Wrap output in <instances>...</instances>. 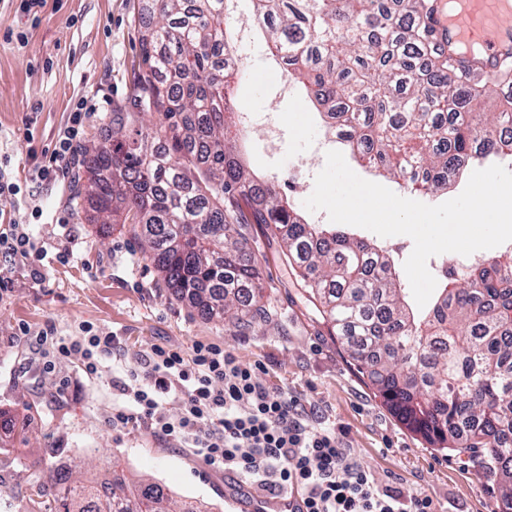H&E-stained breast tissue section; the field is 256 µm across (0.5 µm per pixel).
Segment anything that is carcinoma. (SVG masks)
Masks as SVG:
<instances>
[{
  "instance_id": "cac0c4a2",
  "label": "carcinoma",
  "mask_w": 512,
  "mask_h": 512,
  "mask_svg": "<svg viewBox=\"0 0 512 512\" xmlns=\"http://www.w3.org/2000/svg\"><path fill=\"white\" fill-rule=\"evenodd\" d=\"M248 21L269 54L324 109L353 155L415 191L436 192L469 165L512 157V103L480 112L499 72L436 55L432 0H251ZM237 3L148 0L127 101L112 111L111 143L93 155L78 194L103 225H131L167 287L209 321L249 329L263 311V273L248 247L259 228L361 372L394 411L440 450L480 448L512 512V260L467 265L429 308L412 310L390 254L347 228L304 220L272 181L239 159L245 109L226 94L240 71ZM158 115L143 129L140 119ZM55 512H211L119 464L96 480L51 469L33 482Z\"/></svg>"
}]
</instances>
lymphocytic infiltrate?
Here are the masks:
<instances>
[{
    "instance_id": "1",
    "label": "lymphocytic infiltrate",
    "mask_w": 512,
    "mask_h": 512,
    "mask_svg": "<svg viewBox=\"0 0 512 512\" xmlns=\"http://www.w3.org/2000/svg\"><path fill=\"white\" fill-rule=\"evenodd\" d=\"M87 110L86 100L76 103L54 150L38 164L42 179L56 180L75 159ZM44 257L28 225L0 231V258L23 265L34 279L46 277ZM80 331L70 341L45 331L37 339L54 340L59 356L81 354L85 373L101 374L102 357L120 355L121 339L97 335L89 325ZM125 371L127 404L117 410L113 426L183 440L208 466L234 472L260 494H296L302 512H436L429 496L407 497L381 486L346 448L342 429L310 422L293 396L260 382L254 366L218 344L197 342L188 353L156 345ZM171 399L180 401L179 415L167 413Z\"/></svg>"
}]
</instances>
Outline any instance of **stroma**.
Returning a JSON list of instances; mask_svg holds the SVG:
<instances>
[{
	"label": "stroma",
	"instance_id": "35a3bbf8",
	"mask_svg": "<svg viewBox=\"0 0 512 512\" xmlns=\"http://www.w3.org/2000/svg\"><path fill=\"white\" fill-rule=\"evenodd\" d=\"M21 4L0 0V168L19 188L0 207L8 220L29 225L36 246L46 249L47 279L34 281L14 265L7 271L12 287L0 294V416L10 426L0 430V512H40L27 481L34 461L45 470L77 459L90 474L116 458L128 478L153 479L177 499L203 500L217 512H245L251 500L235 474L208 467L179 441L113 429L124 372L107 367L100 378L86 377L78 355L47 370L42 355L18 337L23 326L72 336L82 324L121 336L131 361L155 345L188 351L198 341L218 344L259 365V380L287 390L313 421L341 427L346 445L381 485L430 496L439 512H501L496 478L482 475L470 453L430 447L383 403L282 265L277 242L249 239L267 269V316L241 332L225 319L202 320L175 298L128 232L104 234L87 223L75 199L78 171L61 172L52 183L38 177L42 153L52 151L78 99L96 104L82 144H108L110 112L126 100L139 53L140 0H45L36 17ZM241 65L246 79L234 85V95L247 111L274 113L283 126L275 151L262 131H252L247 163L291 182L288 196L302 205L325 166L314 160L309 175L296 166L323 138L319 113L301 94L274 98L283 71L267 52L244 56ZM66 249L72 258L59 260Z\"/></svg>",
	"mask_w": 512,
	"mask_h": 512
}]
</instances>
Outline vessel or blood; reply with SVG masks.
<instances>
[{
  "label": "vessel or blood",
  "mask_w": 512,
  "mask_h": 512,
  "mask_svg": "<svg viewBox=\"0 0 512 512\" xmlns=\"http://www.w3.org/2000/svg\"><path fill=\"white\" fill-rule=\"evenodd\" d=\"M439 46L481 77L512 57V0H433Z\"/></svg>",
  "instance_id": "obj_1"
}]
</instances>
